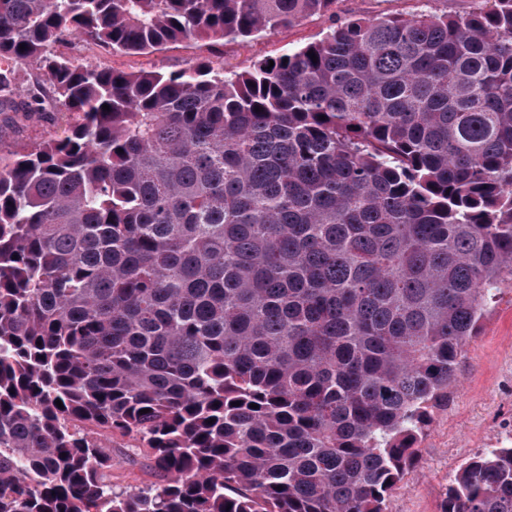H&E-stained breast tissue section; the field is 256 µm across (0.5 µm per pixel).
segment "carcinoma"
<instances>
[{
    "label": "carcinoma",
    "instance_id": "obj_1",
    "mask_svg": "<svg viewBox=\"0 0 512 512\" xmlns=\"http://www.w3.org/2000/svg\"><path fill=\"white\" fill-rule=\"evenodd\" d=\"M335 2L0 0V112L71 119L0 156V512H386L512 284V0L350 19L243 72L61 50L243 42ZM103 432L162 482L115 490ZM439 512H512V441Z\"/></svg>",
    "mask_w": 512,
    "mask_h": 512
}]
</instances>
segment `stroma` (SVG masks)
<instances>
[{"label":"stroma","instance_id":"1","mask_svg":"<svg viewBox=\"0 0 512 512\" xmlns=\"http://www.w3.org/2000/svg\"><path fill=\"white\" fill-rule=\"evenodd\" d=\"M479 5L480 0H336L328 15L300 19L249 42L198 39L170 43L148 55H112L75 38L67 50L91 64L125 72L177 70L196 60L243 71L256 61L319 40L330 26L352 18L424 11L459 15ZM67 121L63 112L1 113L0 154L27 152L61 136ZM508 440H512V287L506 285L486 308L480 333L467 346L458 384L447 405L434 412L419 445V460L389 499L388 512H438L448 482L460 467L483 449ZM158 482L146 449H113L115 489Z\"/></svg>","mask_w":512,"mask_h":512}]
</instances>
